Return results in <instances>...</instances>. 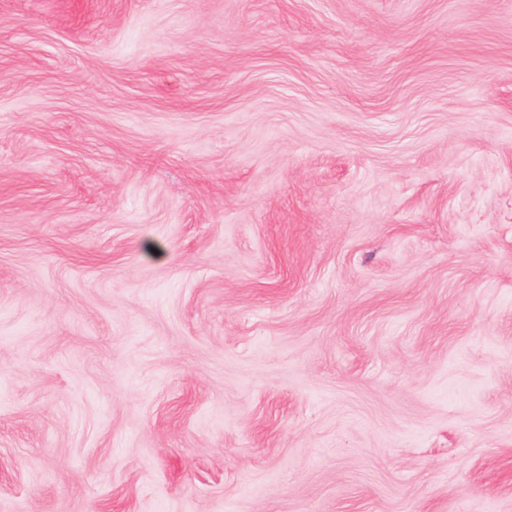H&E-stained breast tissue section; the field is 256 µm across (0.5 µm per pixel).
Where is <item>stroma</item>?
<instances>
[{"mask_svg": "<svg viewBox=\"0 0 512 512\" xmlns=\"http://www.w3.org/2000/svg\"><path fill=\"white\" fill-rule=\"evenodd\" d=\"M0 512H512V0H0Z\"/></svg>", "mask_w": 512, "mask_h": 512, "instance_id": "1", "label": "stroma"}]
</instances>
